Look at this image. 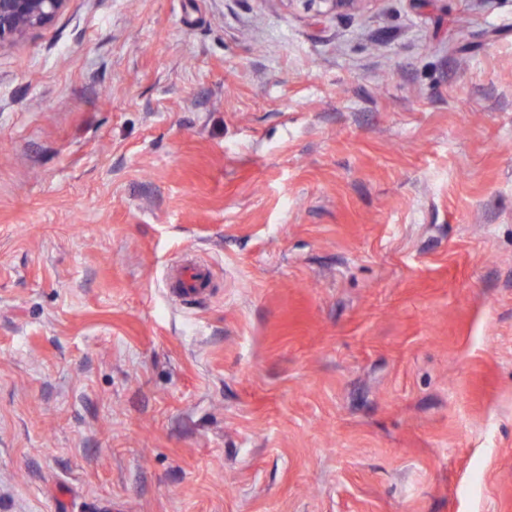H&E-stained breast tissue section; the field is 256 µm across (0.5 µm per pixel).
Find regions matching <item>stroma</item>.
<instances>
[{
	"label": "stroma",
	"mask_w": 512,
	"mask_h": 512,
	"mask_svg": "<svg viewBox=\"0 0 512 512\" xmlns=\"http://www.w3.org/2000/svg\"><path fill=\"white\" fill-rule=\"evenodd\" d=\"M0 512H512V0L0 46ZM208 276V268L204 265L182 266L173 276V290L182 298L203 294Z\"/></svg>",
	"instance_id": "1"
}]
</instances>
